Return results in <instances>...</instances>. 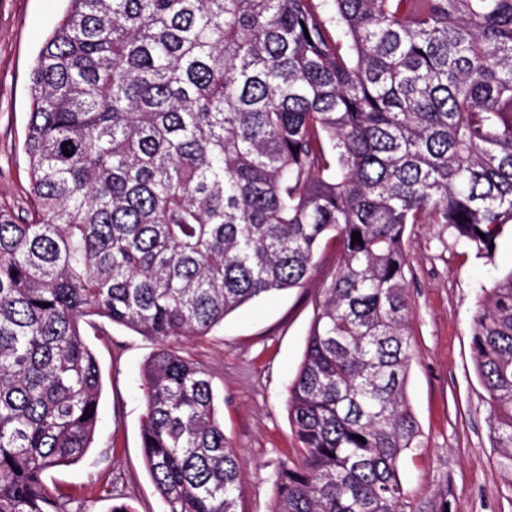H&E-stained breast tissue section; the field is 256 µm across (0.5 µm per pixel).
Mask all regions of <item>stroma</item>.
<instances>
[{"instance_id": "obj_1", "label": "stroma", "mask_w": 512, "mask_h": 512, "mask_svg": "<svg viewBox=\"0 0 512 512\" xmlns=\"http://www.w3.org/2000/svg\"><path fill=\"white\" fill-rule=\"evenodd\" d=\"M67 0H0V207L26 218L29 178L23 150L29 119V73ZM403 248L411 266L408 295L415 357L407 396L421 446L401 463L415 512H429L448 490L452 512H512V479L493 449L489 406L471 347V316L482 289L512 269V226L492 260L475 258L438 224L408 225ZM336 267L327 249L302 288L246 305L211 335L173 342L207 369L220 398L224 436L241 458L238 512H270L281 464L299 443L289 425L287 388L301 362L322 281ZM102 393L94 443L78 463L45 476L49 488L109 512L125 495L134 512H164L145 467L140 426L145 410L141 369L157 344L122 326L89 336Z\"/></svg>"}]
</instances>
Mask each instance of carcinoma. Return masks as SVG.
Listing matches in <instances>:
<instances>
[{
	"label": "carcinoma",
	"mask_w": 512,
	"mask_h": 512,
	"mask_svg": "<svg viewBox=\"0 0 512 512\" xmlns=\"http://www.w3.org/2000/svg\"><path fill=\"white\" fill-rule=\"evenodd\" d=\"M30 82L32 212L0 209V512H69L44 476L92 448V316L160 342L141 441L166 512H238L211 376L167 342L303 287L329 247L271 512H413L403 235L490 259L512 224V0H68ZM471 334L512 489V269Z\"/></svg>",
	"instance_id": "obj_1"
}]
</instances>
